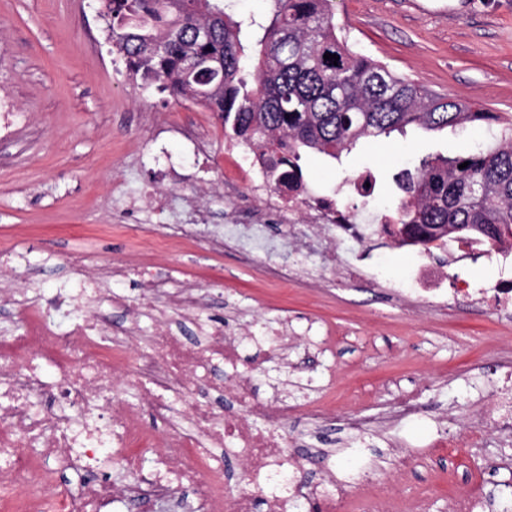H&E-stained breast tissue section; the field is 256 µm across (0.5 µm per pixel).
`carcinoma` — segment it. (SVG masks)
<instances>
[{"label":"carcinoma","instance_id":"carcinoma-1","mask_svg":"<svg viewBox=\"0 0 512 512\" xmlns=\"http://www.w3.org/2000/svg\"><path fill=\"white\" fill-rule=\"evenodd\" d=\"M112 52L127 71L224 121L258 152L266 181L302 187V154L333 160L362 139L495 121V144L465 157L424 156L402 175L394 224L420 239L462 229L482 245L512 240V120L394 73L338 35L334 0H272L269 19L235 17L233 0H106ZM261 30L252 71L241 35ZM339 56L333 62L325 53ZM468 163L461 169L459 165Z\"/></svg>","mask_w":512,"mask_h":512}]
</instances>
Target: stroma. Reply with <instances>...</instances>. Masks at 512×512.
<instances>
[{"label": "stroma", "instance_id": "1", "mask_svg": "<svg viewBox=\"0 0 512 512\" xmlns=\"http://www.w3.org/2000/svg\"><path fill=\"white\" fill-rule=\"evenodd\" d=\"M97 0H0V98L16 123L0 128V249L29 258L33 285L48 293L69 263L127 267L112 287L130 300L141 288L137 265H158L184 286L209 292L206 315L232 336L253 325L288 326L297 347L288 364L255 371L258 386L278 384L291 415L315 403L336 416L373 411L404 395L417 396L425 417L374 437L362 451L343 450L336 470L364 468L393 482L404 499L433 497L430 512L456 491L480 482L495 503L512 504V474L481 469L495 444L471 448L464 434L485 421L493 386L512 362V322L479 305H413L393 296L418 262L443 268L438 288L465 271L473 286L492 283L495 261L459 267L447 246L421 258L379 236L373 260L360 261L352 242L338 249L361 272L348 282L323 266L318 248L298 253L285 230L307 221L304 206L268 210L273 187L255 194L232 157L224 123L188 100L142 87L112 54ZM336 21L355 50L433 91L512 116V0H336ZM209 140L191 156L183 130ZM497 125L363 140L334 161L302 160L304 198L324 197L358 218L393 214L397 180L409 158L466 156L493 144ZM371 176L374 190L353 191ZM151 184L163 200L200 198L210 218L196 244L176 248L172 212L127 210L123 192ZM299 260L303 273L285 284L270 271ZM455 413L451 450L430 443L446 413Z\"/></svg>", "mask_w": 512, "mask_h": 512}]
</instances>
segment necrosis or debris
<instances>
[{
	"label": "necrosis or debris",
	"mask_w": 512,
	"mask_h": 512,
	"mask_svg": "<svg viewBox=\"0 0 512 512\" xmlns=\"http://www.w3.org/2000/svg\"><path fill=\"white\" fill-rule=\"evenodd\" d=\"M311 229L326 227L337 241L369 239L373 224L320 200L311 205ZM103 271L69 270L67 287L49 297L13 289L10 299L30 326L0 336V512H110L114 501L131 505L192 494L191 512H341L349 485L338 477L334 453L308 457L288 446V406L261 397L250 375L239 373L241 338L214 329L195 289L140 270L138 301L101 288ZM453 294L512 316V275L484 288L456 278ZM120 308L127 326L113 328L99 302ZM69 317L68 326L55 314ZM183 319L203 330L189 339L175 327ZM231 408L217 411L219 397ZM492 418L468 436H498L512 465V390L493 391ZM153 454L144 466L145 454ZM236 459L244 484L224 470ZM117 459L130 481L101 478ZM52 459L82 472L77 486L58 485ZM318 468L310 479L309 468Z\"/></svg>",
	"instance_id": "obj_1"
}]
</instances>
